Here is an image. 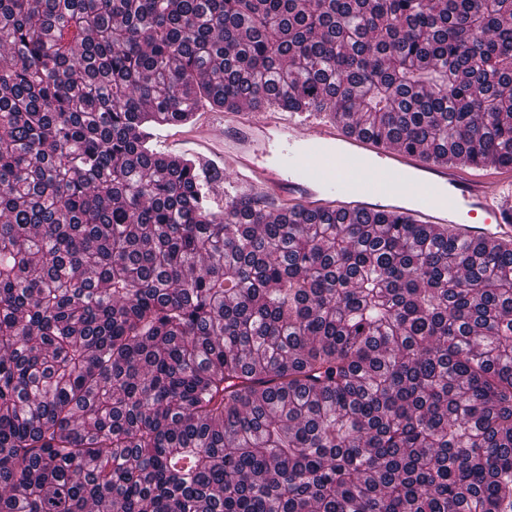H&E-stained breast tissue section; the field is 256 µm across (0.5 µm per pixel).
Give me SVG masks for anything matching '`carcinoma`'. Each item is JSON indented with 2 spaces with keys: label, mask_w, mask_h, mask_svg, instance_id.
<instances>
[{
  "label": "carcinoma",
  "mask_w": 512,
  "mask_h": 512,
  "mask_svg": "<svg viewBox=\"0 0 512 512\" xmlns=\"http://www.w3.org/2000/svg\"><path fill=\"white\" fill-rule=\"evenodd\" d=\"M512 172V0H0V512H512V241L212 204L202 109Z\"/></svg>",
  "instance_id": "obj_1"
}]
</instances>
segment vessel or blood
Masks as SVG:
<instances>
[{"mask_svg": "<svg viewBox=\"0 0 512 512\" xmlns=\"http://www.w3.org/2000/svg\"><path fill=\"white\" fill-rule=\"evenodd\" d=\"M193 140L223 155L238 186L274 206L305 214L400 210L419 224L457 226L462 236L512 239V179L479 167L464 170L405 152L364 134H345L320 113L283 117L276 110L215 111L193 126ZM485 224H462L461 212Z\"/></svg>", "mask_w": 512, "mask_h": 512, "instance_id": "obj_1", "label": "vessel or blood"}]
</instances>
